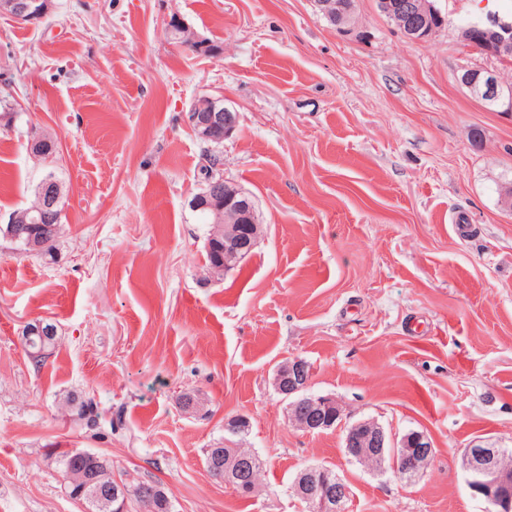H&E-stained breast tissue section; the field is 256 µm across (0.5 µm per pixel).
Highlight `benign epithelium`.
Here are the masks:
<instances>
[{
	"label": "benign epithelium",
	"instance_id": "1",
	"mask_svg": "<svg viewBox=\"0 0 512 512\" xmlns=\"http://www.w3.org/2000/svg\"><path fill=\"white\" fill-rule=\"evenodd\" d=\"M326 21L348 35L358 29L353 0H313ZM437 0H379L381 10L397 29L412 42L427 41L442 31L446 16L436 5ZM52 8V0H0V13L21 22L36 24ZM168 36L191 35L190 46L195 51L205 44L178 16L165 22ZM465 46L485 57L501 63L512 62V12L488 13L470 21L462 28ZM457 78L474 91L479 98L494 105L500 112H512V86L493 69H467ZM187 121L198 137L205 141L222 142L236 129L238 113L218 106L216 99L204 96L188 110ZM55 181L47 177L38 192L39 204L34 212L43 214L56 200ZM195 211H209L214 215L209 235L224 243L221 269L234 270L248 257L264 235L252 197L230 181L212 185V191L195 194L188 201ZM312 368L307 361L293 357L278 366L273 377L274 390L288 401L287 420L292 427L306 433H318L337 426L343 411L332 396L310 392ZM224 466L215 477L229 486L245 492L255 491V471L252 456L236 454V445L229 444ZM344 448L349 456L372 470H390L401 481L411 480L422 473L435 457L432 439L423 431H410L400 438L389 435L375 420L360 421L346 430ZM89 461L83 467H70L63 476L68 496L91 507L116 504L124 512L128 492L121 482H112V476L98 458L88 452ZM509 453L481 438L475 439L461 456L465 482L472 494L486 504L488 512H512V462ZM138 494L147 501H159L172 508L161 484H143ZM294 494L302 505V512H349V487L345 481L323 466H307L294 482Z\"/></svg>",
	"mask_w": 512,
	"mask_h": 512
}]
</instances>
